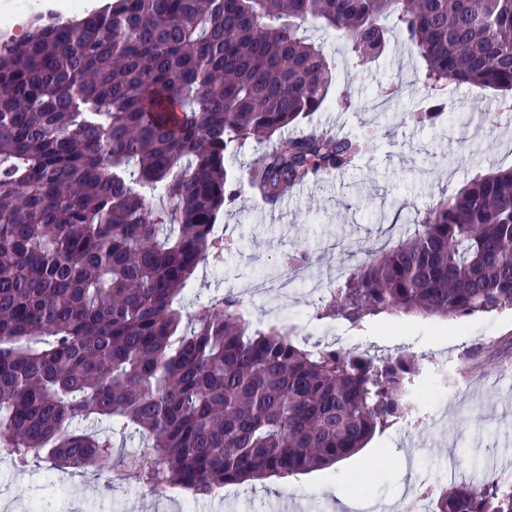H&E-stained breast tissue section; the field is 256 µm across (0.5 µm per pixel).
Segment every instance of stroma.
I'll return each instance as SVG.
<instances>
[{
    "label": "stroma",
    "instance_id": "obj_1",
    "mask_svg": "<svg viewBox=\"0 0 512 512\" xmlns=\"http://www.w3.org/2000/svg\"><path fill=\"white\" fill-rule=\"evenodd\" d=\"M307 35L322 45L336 80L303 127L368 132L370 147L348 170L322 175L265 209L250 193L247 168L272 143L249 140L230 162L238 199L216 219V233L231 246L221 262L198 269L183 305L191 312L198 302L231 293L256 326H287L299 344L352 347L378 359L413 354L418 372L409 402L422 413L445 411L448 431L395 423L336 464L229 484L222 497H198L190 506L178 490L157 496L132 479L113 487L106 472L50 471L41 461L19 468L2 459L9 512L39 499L53 512H336L334 486L349 499L396 500L410 455L421 459L438 491L449 484V464L459 479L476 483L512 457V391L503 386L512 365V308L448 319L384 312L358 324L322 315L339 302L348 273L365 258L364 245H396L410 232L403 216L452 197L476 174L512 168V108L503 106L501 92L452 83L450 122L414 125L406 114L426 93L424 63L400 40L379 60L356 65L335 33L311 24Z\"/></svg>",
    "mask_w": 512,
    "mask_h": 512
}]
</instances>
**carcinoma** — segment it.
I'll return each mask as SVG.
<instances>
[{"mask_svg": "<svg viewBox=\"0 0 512 512\" xmlns=\"http://www.w3.org/2000/svg\"><path fill=\"white\" fill-rule=\"evenodd\" d=\"M387 17L425 65L415 123L445 118L448 83L512 92V0H112L35 16L0 45L1 457L110 470L114 436L134 433L151 462L124 456L129 475L215 496L332 465L399 418L414 355L301 348L231 294L181 305L224 254L213 226L249 139L279 135L249 169L271 205L367 149L283 136L335 79L305 25L339 33L359 65L386 52ZM412 221L407 241L365 249L322 317L512 307V168ZM432 512H512V483H454Z\"/></svg>", "mask_w": 512, "mask_h": 512, "instance_id": "obj_1", "label": "carcinoma"}]
</instances>
